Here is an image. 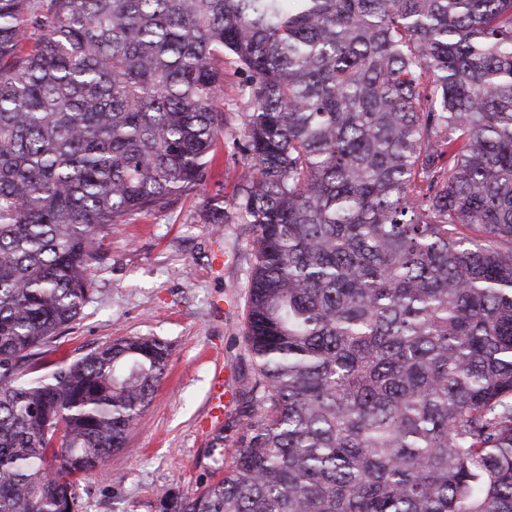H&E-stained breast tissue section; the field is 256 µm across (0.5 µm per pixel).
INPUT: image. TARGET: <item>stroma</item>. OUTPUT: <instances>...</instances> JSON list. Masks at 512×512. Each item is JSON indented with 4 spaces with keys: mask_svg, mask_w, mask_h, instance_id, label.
Segmentation results:
<instances>
[{
    "mask_svg": "<svg viewBox=\"0 0 512 512\" xmlns=\"http://www.w3.org/2000/svg\"><path fill=\"white\" fill-rule=\"evenodd\" d=\"M224 137L213 178L165 213L137 217L103 240L105 260L81 315L45 347L39 364L24 373L45 374L127 336L157 339L169 350L152 400L112 453L105 475L82 481L80 512H158L161 490L204 488L222 467L211 451L221 425L231 423L241 392L256 376L245 341L251 237L228 202L250 178L242 157L243 105L224 87ZM224 201V222L207 223L205 205ZM229 379L222 418L209 406L214 376Z\"/></svg>",
    "mask_w": 512,
    "mask_h": 512,
    "instance_id": "obj_1",
    "label": "stroma"
}]
</instances>
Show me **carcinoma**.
<instances>
[{"instance_id": "1", "label": "carcinoma", "mask_w": 512, "mask_h": 512, "mask_svg": "<svg viewBox=\"0 0 512 512\" xmlns=\"http://www.w3.org/2000/svg\"><path fill=\"white\" fill-rule=\"evenodd\" d=\"M231 77L257 377L159 512H512V0H0V512H79L127 447L162 343L19 363L206 186Z\"/></svg>"}]
</instances>
